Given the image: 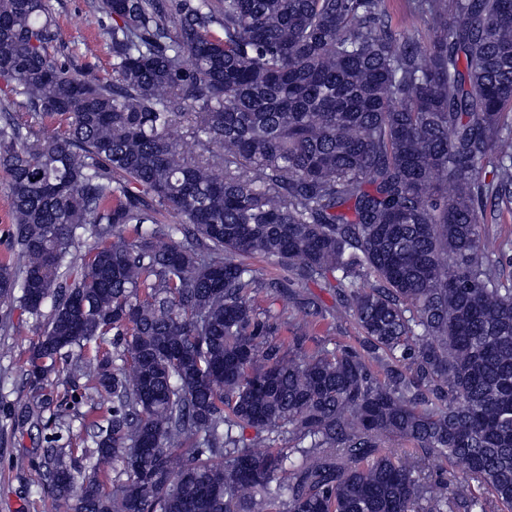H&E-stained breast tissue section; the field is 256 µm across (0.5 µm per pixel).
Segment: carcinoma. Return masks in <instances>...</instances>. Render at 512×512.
Masks as SVG:
<instances>
[{
    "label": "carcinoma",
    "instance_id": "carcinoma-1",
    "mask_svg": "<svg viewBox=\"0 0 512 512\" xmlns=\"http://www.w3.org/2000/svg\"><path fill=\"white\" fill-rule=\"evenodd\" d=\"M407 6L428 44L385 0H94L108 79L0 0V301L91 430L43 453L61 512H512V0ZM251 254L359 346L281 340ZM388 1H391V8L394 9L396 16L399 19H402V27L415 34L421 43L425 45L428 41V32L424 19H422L419 15L410 14V12L405 8L404 4L399 2L401 0ZM7 173L0 170V260L8 248V233L11 229L9 199L6 193ZM245 262L256 271V275L261 282L288 281L289 273L284 267L272 266L259 256L246 258ZM290 289L302 295L313 294L317 296L323 309H325L324 320H321L319 326L310 332L309 336L311 338L307 342L309 348H313L318 342L329 339L332 342L336 341L342 344H357L356 336H358V333L354 324L347 320H336V296L332 291L312 284L308 288L294 285Z\"/></svg>",
    "mask_w": 512,
    "mask_h": 512
}]
</instances>
